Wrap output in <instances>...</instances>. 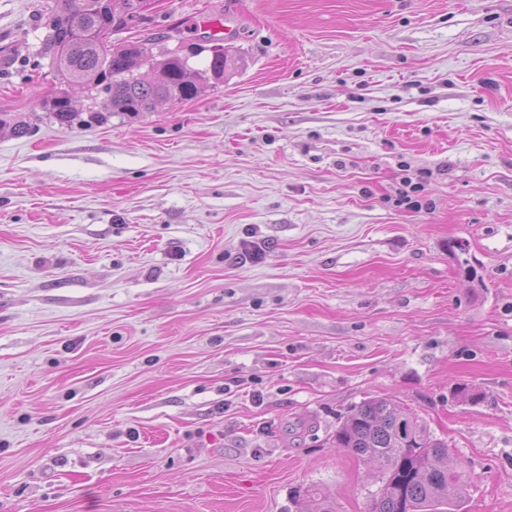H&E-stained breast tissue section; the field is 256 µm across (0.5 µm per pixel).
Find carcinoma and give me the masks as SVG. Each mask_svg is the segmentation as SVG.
Wrapping results in <instances>:
<instances>
[{
	"instance_id": "1",
	"label": "carcinoma",
	"mask_w": 512,
	"mask_h": 512,
	"mask_svg": "<svg viewBox=\"0 0 512 512\" xmlns=\"http://www.w3.org/2000/svg\"><path fill=\"white\" fill-rule=\"evenodd\" d=\"M116 0H52L38 12L37 26L46 34L36 55L49 57L64 87L40 99L38 107L61 126L103 123L114 114L153 112L160 103L178 104L196 98L199 86L219 84L235 65L223 41L203 45L182 56L171 50L154 54L156 40L114 44L112 35L124 30L125 17ZM210 54L204 70L189 57ZM78 87L90 99L103 96L100 109L90 106L88 118L73 104L69 89ZM336 447L374 464L379 486L370 512H465L460 488L464 474L449 466L448 444L435 437L414 413L389 397L369 398L351 406L336 429ZM321 499V512H336L329 497L316 487L297 490L290 498L294 512Z\"/></svg>"
}]
</instances>
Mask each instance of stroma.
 Listing matches in <instances>:
<instances>
[{
  "mask_svg": "<svg viewBox=\"0 0 512 512\" xmlns=\"http://www.w3.org/2000/svg\"><path fill=\"white\" fill-rule=\"evenodd\" d=\"M47 2L0 0V512H369L377 396L512 512V0H157L236 67L71 128ZM316 497L321 499L322 512L336 511L333 502L330 501L329 497L324 492H322L321 489L316 487H307L304 490H297L294 492L293 496L289 500L291 506H288V512H306L307 510L304 509L305 502H307L308 499H315ZM292 507L295 510H292Z\"/></svg>",
  "mask_w": 512,
  "mask_h": 512,
  "instance_id": "obj_1",
  "label": "stroma"
}]
</instances>
